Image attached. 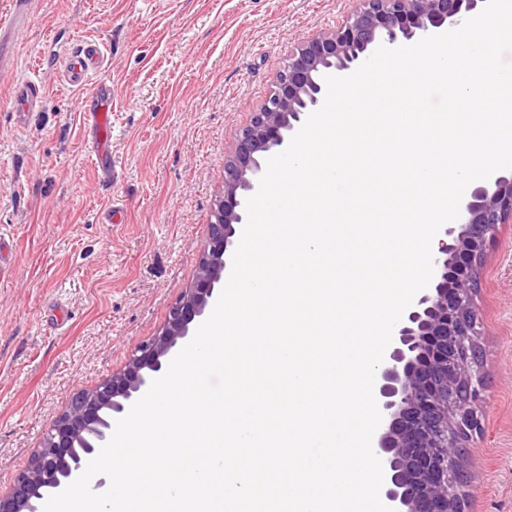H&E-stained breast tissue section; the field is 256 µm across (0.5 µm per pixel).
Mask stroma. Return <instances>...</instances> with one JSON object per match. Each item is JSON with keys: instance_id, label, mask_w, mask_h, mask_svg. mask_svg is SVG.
Returning <instances> with one entry per match:
<instances>
[{"instance_id": "stroma-1", "label": "stroma", "mask_w": 512, "mask_h": 512, "mask_svg": "<svg viewBox=\"0 0 512 512\" xmlns=\"http://www.w3.org/2000/svg\"><path fill=\"white\" fill-rule=\"evenodd\" d=\"M356 0H38L0 79V494L80 391L122 371L195 281L224 159L289 53L336 28ZM100 42L112 80V176L80 129L83 91L57 53ZM45 95L28 129L11 82ZM121 224H105L112 203ZM475 342L485 375L466 443L467 512H512V223L480 269Z\"/></svg>"}]
</instances>
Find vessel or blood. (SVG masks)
Listing matches in <instances>:
<instances>
[{
    "label": "vessel or blood",
    "mask_w": 512,
    "mask_h": 512,
    "mask_svg": "<svg viewBox=\"0 0 512 512\" xmlns=\"http://www.w3.org/2000/svg\"><path fill=\"white\" fill-rule=\"evenodd\" d=\"M35 0H11V9L0 16V48L12 42L19 31L29 27ZM107 57L100 44L84 41L67 52L61 80L68 87H91L90 97L81 107L83 137L95 156L104 176L112 174V136L109 128L112 116V82L104 74ZM42 86L30 79L13 81L12 116L17 126H26L42 98Z\"/></svg>",
    "instance_id": "b4317fda"
}]
</instances>
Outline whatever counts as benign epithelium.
I'll return each instance as SVG.
<instances>
[{"label":"benign epithelium","mask_w":512,"mask_h":512,"mask_svg":"<svg viewBox=\"0 0 512 512\" xmlns=\"http://www.w3.org/2000/svg\"><path fill=\"white\" fill-rule=\"evenodd\" d=\"M334 29L303 40L288 56L273 91L236 136L224 161V193L215 205L209 240L193 288L169 310L165 327L131 353L122 372L81 392L48 432L0 512H40L45 492L65 489L110 437L112 417L146 392L187 344L191 324L224 286L227 259L246 223V202L263 175L260 160L288 147L295 126L320 108L325 77L358 67L379 46L414 42L479 14L486 0H357ZM512 222V172L478 186L446 225L433 254L427 288L393 330L375 373L382 415L374 452L384 470L383 493L394 512H465L463 453L478 428L481 397L474 336L475 293L487 248Z\"/></svg>","instance_id":"benign-epithelium-1"}]
</instances>
